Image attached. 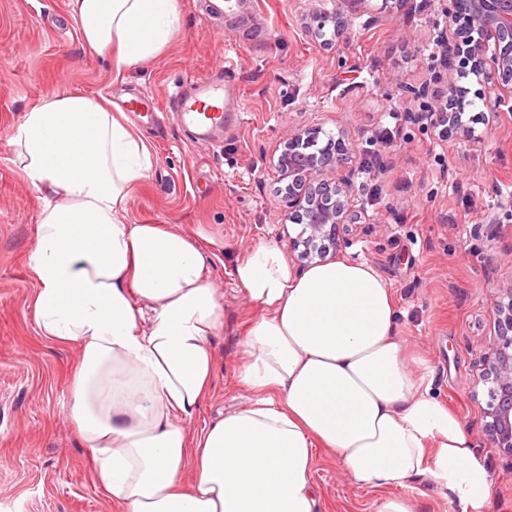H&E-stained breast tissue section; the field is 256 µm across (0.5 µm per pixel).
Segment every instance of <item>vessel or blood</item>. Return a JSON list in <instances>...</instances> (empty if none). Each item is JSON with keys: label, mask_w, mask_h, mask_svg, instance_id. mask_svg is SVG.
Instances as JSON below:
<instances>
[{"label": "vessel or blood", "mask_w": 512, "mask_h": 512, "mask_svg": "<svg viewBox=\"0 0 512 512\" xmlns=\"http://www.w3.org/2000/svg\"><path fill=\"white\" fill-rule=\"evenodd\" d=\"M232 59H225L218 69L192 78L178 87L169 105L194 142L214 144L223 140L241 113V100L233 95L225 81L233 71Z\"/></svg>", "instance_id": "vessel-or-blood-1"}]
</instances>
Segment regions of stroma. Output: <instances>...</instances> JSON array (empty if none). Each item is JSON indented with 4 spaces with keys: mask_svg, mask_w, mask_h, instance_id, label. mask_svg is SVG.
<instances>
[{
    "mask_svg": "<svg viewBox=\"0 0 512 512\" xmlns=\"http://www.w3.org/2000/svg\"><path fill=\"white\" fill-rule=\"evenodd\" d=\"M318 0H255L244 24L225 23L207 0H178L182 25L158 56L114 77L84 47L68 0H0V512H121L91 481V462L67 415L79 363L73 345L40 336L28 260L37 245L42 195L12 161L11 127L44 95L79 89L111 101L132 94L166 104L177 86L232 57L230 78L245 108L218 145L197 144L174 113L160 126L130 120L151 146L154 168L129 205L133 224L185 235L208 257L224 312L210 339L211 392L188 423L198 432L244 407L241 342L261 311L232 271L260 242L289 251L301 225L285 223L288 199L274 167L288 132L321 124L345 131L356 151L355 205L362 218L340 257L379 266L394 290L396 332L426 362L432 396L465 423L492 481L489 512H512V459L480 442L484 399L472 387L493 339L492 301L512 286V123L476 125L440 148L425 107L447 94L441 42L455 26L445 0H366L341 35L316 38L307 22ZM425 96H404L407 87ZM393 130L392 146L378 143ZM380 154L381 166L363 162ZM322 512H373L379 490L360 486L335 456L317 450ZM417 512H459L427 476L403 487Z\"/></svg>",
    "mask_w": 512,
    "mask_h": 512,
    "instance_id": "stroma-1",
    "label": "stroma"
}]
</instances>
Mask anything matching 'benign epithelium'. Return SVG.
Listing matches in <instances>:
<instances>
[{"label":"benign epithelium","instance_id":"obj_1","mask_svg":"<svg viewBox=\"0 0 512 512\" xmlns=\"http://www.w3.org/2000/svg\"><path fill=\"white\" fill-rule=\"evenodd\" d=\"M445 13L452 21H463L464 29L457 40L445 43L443 67L453 70L454 59L460 57L477 80L508 92L485 99L491 119L503 120L512 112V0H448ZM329 23L338 35L344 30L346 21L339 7L314 11L308 30L321 36ZM474 105L450 81L439 117L467 138L470 132L461 115ZM321 133L319 125L291 131L275 163L278 178L288 181V220L303 225L298 237L291 239L292 250L309 263L328 261L336 253L340 231L357 217L355 170L347 167L355 144L340 131L321 147ZM491 311L494 339L481 359L486 395L481 433L491 447L512 457V288L492 303Z\"/></svg>","mask_w":512,"mask_h":512}]
</instances>
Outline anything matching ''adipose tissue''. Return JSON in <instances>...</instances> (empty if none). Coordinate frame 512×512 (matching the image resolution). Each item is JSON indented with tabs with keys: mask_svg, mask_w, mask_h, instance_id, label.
Here are the masks:
<instances>
[{
	"mask_svg": "<svg viewBox=\"0 0 512 512\" xmlns=\"http://www.w3.org/2000/svg\"><path fill=\"white\" fill-rule=\"evenodd\" d=\"M80 38L122 75L170 44L177 0H70ZM13 162L43 196L28 267L41 336L76 345L68 416L93 484L123 512H321L315 452L363 485L430 475L460 512H487L489 474L463 422L412 368L390 283L368 261L296 271L261 242L234 278L262 314L242 341L254 399L191 432L212 386L224 313L186 236L132 224L153 170L146 142L82 90L42 97L10 130ZM191 481H183L185 469Z\"/></svg>",
	"mask_w": 512,
	"mask_h": 512,
	"instance_id": "1",
	"label": "adipose tissue"
}]
</instances>
